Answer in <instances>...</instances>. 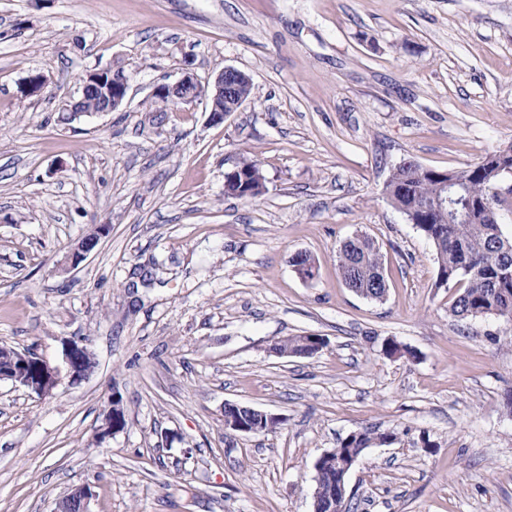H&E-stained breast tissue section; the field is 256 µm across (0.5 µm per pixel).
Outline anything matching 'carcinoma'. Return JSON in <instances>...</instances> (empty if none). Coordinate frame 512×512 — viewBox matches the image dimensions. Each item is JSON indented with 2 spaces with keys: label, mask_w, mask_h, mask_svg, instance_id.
<instances>
[{
  "label": "carcinoma",
  "mask_w": 512,
  "mask_h": 512,
  "mask_svg": "<svg viewBox=\"0 0 512 512\" xmlns=\"http://www.w3.org/2000/svg\"><path fill=\"white\" fill-rule=\"evenodd\" d=\"M455 176L459 201L455 214L435 209L430 203L443 192L441 172L409 161L396 166L390 176L391 203L402 212L435 247L437 288L458 289L450 312L458 322L498 316L512 321V236L503 234L494 224L470 210L471 201L482 200L487 183L495 178L488 166L475 170L468 166ZM265 179L259 163L242 158L224 174L225 193L248 199L259 196ZM304 277H313L315 260L308 254L291 260ZM337 271L344 284L361 296L382 301L387 294L381 247L366 234H357L341 243L337 250ZM379 438L377 430L362 428L339 443L336 456L352 451L364 454Z\"/></svg>",
  "instance_id": "cac0c4a2"
}]
</instances>
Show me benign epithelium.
<instances>
[{
	"mask_svg": "<svg viewBox=\"0 0 512 512\" xmlns=\"http://www.w3.org/2000/svg\"><path fill=\"white\" fill-rule=\"evenodd\" d=\"M237 69L229 67L224 69L212 84L203 85L195 74L185 70L173 82L162 83L155 87L153 97L156 111L168 112L179 105H191L198 101L197 94L204 92L207 101L210 121L215 124L224 122L228 113L224 110V98L234 89V75ZM129 88L128 78L124 75H112V99L108 104L101 105L94 110H85L79 102L73 101L63 108L64 119L74 122L82 117L91 116L100 112H114L120 108L127 96ZM512 156V149L506 147L489 157L484 162L499 165V180L487 185V195L482 203L474 209L483 211V215L491 221H498V211L490 205L491 198L500 193L503 187L512 180V166L505 163V159ZM94 358L87 346L76 341L63 342L60 358L51 361L28 352H20L7 346H0V380L7 379L15 385L23 387L40 397L52 395L63 381L77 384L93 371ZM119 396L112 397V406L105 417L103 433L114 434L126 427L125 411L120 403ZM224 428L244 433H260L259 425L245 418L224 414ZM92 491L83 486L75 488L58 498L54 502L51 512H91L90 502Z\"/></svg>",
	"mask_w": 512,
	"mask_h": 512,
	"instance_id": "obj_1",
	"label": "benign epithelium"
}]
</instances>
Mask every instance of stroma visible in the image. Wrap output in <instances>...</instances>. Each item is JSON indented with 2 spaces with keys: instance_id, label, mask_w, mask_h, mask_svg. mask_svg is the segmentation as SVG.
<instances>
[{
  "instance_id": "35a3bbf8",
  "label": "stroma",
  "mask_w": 512,
  "mask_h": 512,
  "mask_svg": "<svg viewBox=\"0 0 512 512\" xmlns=\"http://www.w3.org/2000/svg\"><path fill=\"white\" fill-rule=\"evenodd\" d=\"M227 67L253 92L223 123L202 101L155 121V86ZM107 68L124 104L60 122ZM32 73L45 88L21 96ZM510 145L512 0H0V346L54 360L75 340L96 362L49 398L0 380V512L80 486L91 512H312L316 460L365 426L395 440L353 465L355 512H512L507 326L454 321L434 246L384 193L400 163ZM244 157L254 199L224 193ZM359 233L384 301L337 273ZM306 335L327 344L270 351ZM116 395L128 425L106 435ZM228 403L284 423L227 431ZM264 182L259 163L244 157L224 174V191L237 198H255L263 192Z\"/></svg>"
}]
</instances>
